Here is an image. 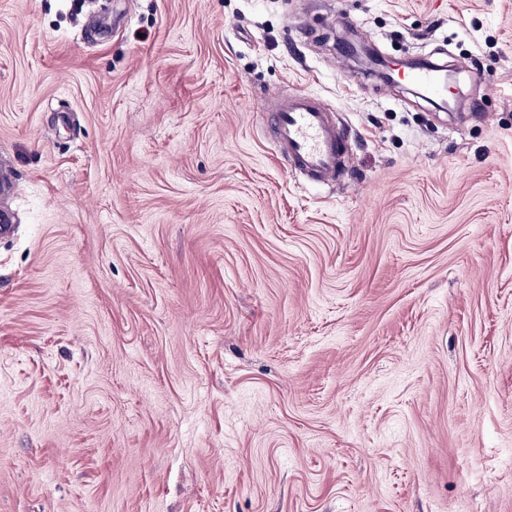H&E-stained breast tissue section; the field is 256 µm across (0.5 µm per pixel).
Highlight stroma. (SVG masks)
<instances>
[{
	"label": "stroma",
	"instance_id": "obj_1",
	"mask_svg": "<svg viewBox=\"0 0 512 512\" xmlns=\"http://www.w3.org/2000/svg\"><path fill=\"white\" fill-rule=\"evenodd\" d=\"M0 159V512H512V0H0ZM404 80L416 85L426 95L432 98H445L450 93V87L438 68H423L402 72ZM271 138L289 171L313 185H335L349 174V132L333 110L309 93L268 109Z\"/></svg>",
	"mask_w": 512,
	"mask_h": 512
}]
</instances>
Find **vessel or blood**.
Segmentation results:
<instances>
[{
    "instance_id": "b4317fda",
    "label": "vessel or blood",
    "mask_w": 512,
    "mask_h": 512,
    "mask_svg": "<svg viewBox=\"0 0 512 512\" xmlns=\"http://www.w3.org/2000/svg\"><path fill=\"white\" fill-rule=\"evenodd\" d=\"M404 80L432 98L450 92L440 69L405 72ZM271 138L289 171L307 183L330 186L349 174V132L333 110L309 93L278 100L268 111Z\"/></svg>"
}]
</instances>
